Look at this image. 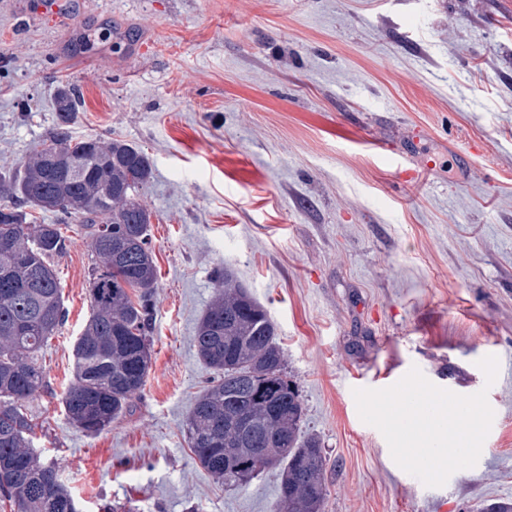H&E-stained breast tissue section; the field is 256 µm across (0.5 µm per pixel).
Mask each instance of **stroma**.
<instances>
[{"label":"stroma","instance_id":"1","mask_svg":"<svg viewBox=\"0 0 512 512\" xmlns=\"http://www.w3.org/2000/svg\"><path fill=\"white\" fill-rule=\"evenodd\" d=\"M63 85L75 136L149 156L158 268L145 390L89 436L61 404L90 315L80 227L55 262L66 320L28 412L81 512H271L278 470L224 486L188 446L212 376L194 336L224 266L276 327L325 512L512 501V0H0V171L51 130ZM414 366L487 390L495 413L476 465L440 487L406 479L353 396Z\"/></svg>","mask_w":512,"mask_h":512}]
</instances>
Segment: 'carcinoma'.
Returning <instances> with one entry per match:
<instances>
[{
  "label": "carcinoma",
  "mask_w": 512,
  "mask_h": 512,
  "mask_svg": "<svg viewBox=\"0 0 512 512\" xmlns=\"http://www.w3.org/2000/svg\"><path fill=\"white\" fill-rule=\"evenodd\" d=\"M78 112L76 90L60 87L54 127L24 164L0 172V497L14 512H78L56 466L33 450L25 412L45 384L38 352L65 321L53 259L70 239L59 224L31 223L26 208L79 223L93 258L92 314L73 343L74 379L62 399L67 419L90 435L111 427L143 391L152 359L157 273L143 199L151 162L122 139L73 136ZM18 244L31 246L26 266L12 262ZM215 288L195 336L215 377L189 411V448L228 486L280 468L273 512H324L325 457L303 432V399L286 377L274 324L230 269Z\"/></svg>",
  "instance_id": "obj_1"
}]
</instances>
